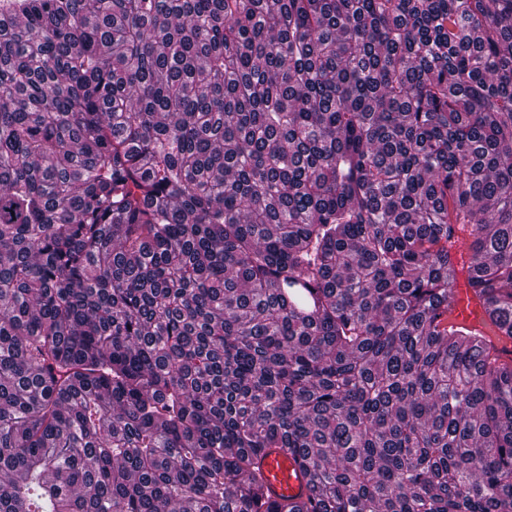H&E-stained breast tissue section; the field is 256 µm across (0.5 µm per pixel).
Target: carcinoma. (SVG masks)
I'll use <instances>...</instances> for the list:
<instances>
[{
	"mask_svg": "<svg viewBox=\"0 0 512 512\" xmlns=\"http://www.w3.org/2000/svg\"><path fill=\"white\" fill-rule=\"evenodd\" d=\"M455 224L512 339V0H0V512H512ZM456 299L441 318V325L448 328L464 327L477 330L491 340L500 350H505L502 357L506 360L512 357V341L498 338L497 331L487 322L480 302L474 290L466 285L464 277L460 278L459 288L456 290ZM261 468L270 500L296 501L308 494L307 480L293 458L274 451L263 461Z\"/></svg>",
	"mask_w": 512,
	"mask_h": 512,
	"instance_id": "1",
	"label": "carcinoma"
}]
</instances>
